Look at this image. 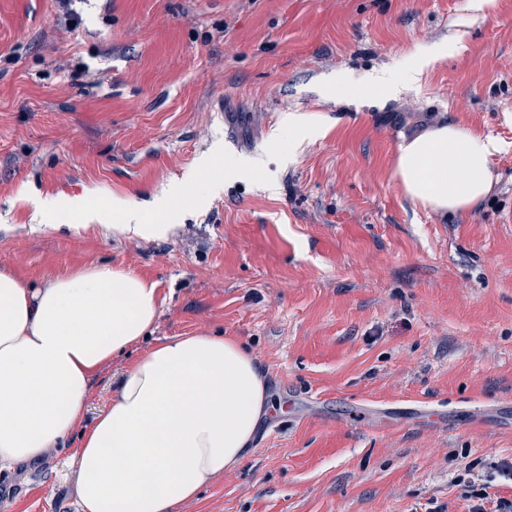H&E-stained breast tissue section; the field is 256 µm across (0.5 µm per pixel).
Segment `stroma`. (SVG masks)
<instances>
[{
    "mask_svg": "<svg viewBox=\"0 0 512 512\" xmlns=\"http://www.w3.org/2000/svg\"><path fill=\"white\" fill-rule=\"evenodd\" d=\"M472 2L75 0L71 31L54 0H0V269L148 278L156 337L237 339L280 404L177 512H468L477 478L512 500V0ZM379 71L401 93L328 92ZM288 112L323 119L292 155ZM442 123L502 146L492 193L448 216L394 175ZM74 197L165 199L175 229L57 230ZM133 361L93 379L86 421ZM78 447L0 472V512H75Z\"/></svg>",
    "mask_w": 512,
    "mask_h": 512,
    "instance_id": "1",
    "label": "stroma"
}]
</instances>
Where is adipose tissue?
I'll return each mask as SVG.
<instances>
[{
  "label": "adipose tissue",
  "mask_w": 512,
  "mask_h": 512,
  "mask_svg": "<svg viewBox=\"0 0 512 512\" xmlns=\"http://www.w3.org/2000/svg\"><path fill=\"white\" fill-rule=\"evenodd\" d=\"M493 137L438 124L401 143L404 194L439 214L475 208L494 184ZM108 232L154 240L172 225L113 202ZM156 283L91 265L37 284L0 270V471L40 465L79 432L68 466L78 512H175L250 453L276 402L239 341L209 333L145 346L160 314ZM109 408L85 423L90 385L130 348Z\"/></svg>",
  "instance_id": "1"
}]
</instances>
